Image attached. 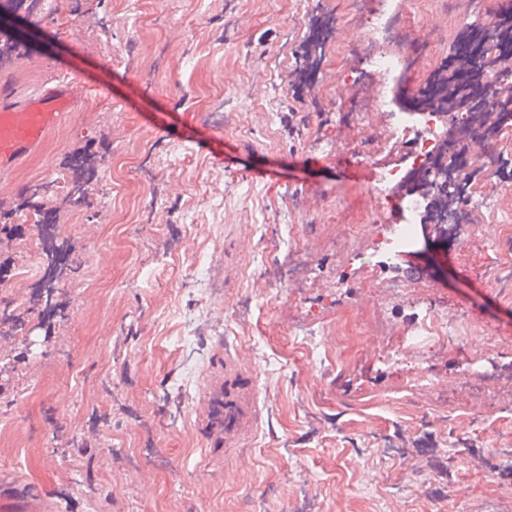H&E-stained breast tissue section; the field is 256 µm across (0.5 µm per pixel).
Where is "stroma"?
<instances>
[{
  "label": "stroma",
  "mask_w": 512,
  "mask_h": 512,
  "mask_svg": "<svg viewBox=\"0 0 512 512\" xmlns=\"http://www.w3.org/2000/svg\"><path fill=\"white\" fill-rule=\"evenodd\" d=\"M23 54L5 67L21 88L76 78L80 109L45 152L0 179L15 204L40 180L67 181L92 144V205L61 209L84 256L65 316L32 333L0 321V346L41 340L0 383V469L49 512H487L512 504V283L487 277L512 217V176L487 174V205L446 252L420 230L395 268L425 279L407 292L374 270L376 192L338 175L336 149L383 150L380 115L341 120L363 91L370 49L351 52L354 0H50ZM397 51L435 30L486 23L395 0ZM329 26L314 82L299 74L315 24ZM347 73L348 84L337 82ZM0 309L32 299L44 273L29 222ZM221 286L205 279L210 262ZM426 308L464 331L414 345ZM315 336L321 352L295 330ZM255 374L261 417L250 445L209 454L199 421L207 379L225 354ZM80 438L83 448L71 447Z\"/></svg>",
  "instance_id": "stroma-1"
}]
</instances>
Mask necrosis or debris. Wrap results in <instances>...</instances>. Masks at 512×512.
<instances>
[{"instance_id": "obj_1", "label": "necrosis or debris", "mask_w": 512, "mask_h": 512, "mask_svg": "<svg viewBox=\"0 0 512 512\" xmlns=\"http://www.w3.org/2000/svg\"><path fill=\"white\" fill-rule=\"evenodd\" d=\"M494 14L495 21L483 28L478 56L488 85L499 87L504 99L512 96V55L503 46L502 22L512 18V0H498ZM363 23V41L380 46L400 39L393 0L366 11ZM425 83L428 93L405 107L390 106L381 92L352 108L357 116L388 113L392 138L406 146L399 164L385 168L381 177L387 209L406 217L401 224L375 222L378 249L389 258L414 247L422 224L444 227L441 246L455 243L469 227L484 171L501 166L505 146L512 142L511 113H496L488 125L481 120L486 85L467 80L452 65L432 71Z\"/></svg>"}]
</instances>
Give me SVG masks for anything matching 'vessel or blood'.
Listing matches in <instances>:
<instances>
[{
  "mask_svg": "<svg viewBox=\"0 0 512 512\" xmlns=\"http://www.w3.org/2000/svg\"><path fill=\"white\" fill-rule=\"evenodd\" d=\"M77 80L52 78L32 93L20 92L0 77V176L12 174L40 156L48 136L78 109ZM259 413L256 382L237 361L225 359L222 374L211 378L203 415L215 452L252 436ZM41 498L19 477L0 476V512H41Z\"/></svg>",
  "mask_w": 512,
  "mask_h": 512,
  "instance_id": "obj_1",
  "label": "vessel or blood"
}]
</instances>
